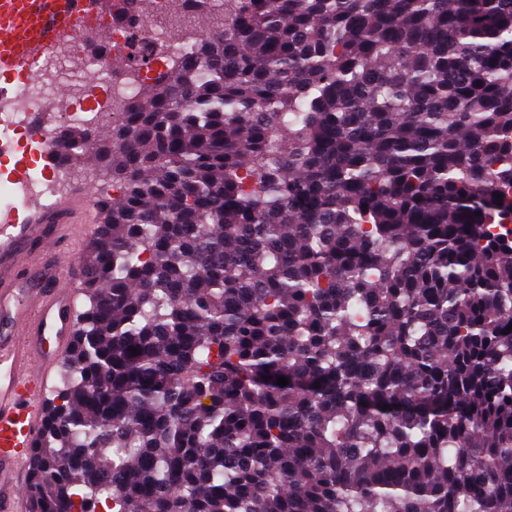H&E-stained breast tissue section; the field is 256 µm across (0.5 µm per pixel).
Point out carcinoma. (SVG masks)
<instances>
[{"label": "carcinoma", "instance_id": "carcinoma-1", "mask_svg": "<svg viewBox=\"0 0 512 512\" xmlns=\"http://www.w3.org/2000/svg\"><path fill=\"white\" fill-rule=\"evenodd\" d=\"M169 70L60 135L120 192L30 512H512V0H224Z\"/></svg>", "mask_w": 512, "mask_h": 512}]
</instances>
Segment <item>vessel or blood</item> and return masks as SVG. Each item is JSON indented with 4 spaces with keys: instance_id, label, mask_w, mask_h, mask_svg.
<instances>
[{
    "instance_id": "1",
    "label": "vessel or blood",
    "mask_w": 512,
    "mask_h": 512,
    "mask_svg": "<svg viewBox=\"0 0 512 512\" xmlns=\"http://www.w3.org/2000/svg\"><path fill=\"white\" fill-rule=\"evenodd\" d=\"M112 39L100 0H0V72L34 75L83 29ZM83 200L43 210L29 224L0 225V512H19L28 462L42 429L53 351L72 336L76 278L67 263L94 227L77 221ZM49 271L43 287L22 291V273Z\"/></svg>"
}]
</instances>
